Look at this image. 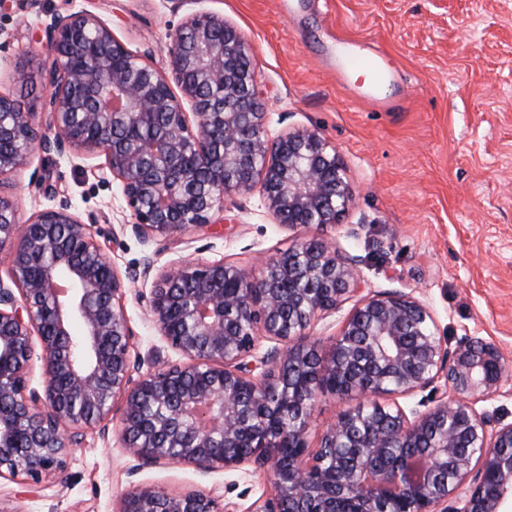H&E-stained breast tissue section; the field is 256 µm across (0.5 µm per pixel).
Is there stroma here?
<instances>
[{"label":"stroma","instance_id":"35a3bbf8","mask_svg":"<svg viewBox=\"0 0 512 512\" xmlns=\"http://www.w3.org/2000/svg\"><path fill=\"white\" fill-rule=\"evenodd\" d=\"M9 0L0 9V93L44 109L40 86L21 82L15 65L48 62L35 38L49 14L90 10L128 49L164 65L170 36L187 17L224 15L242 33L268 130L319 131L336 148L352 201L336 227L275 224L259 193L232 197L217 224L174 239L142 242L118 185L103 186L104 159L36 154L15 175L20 220L70 204L95 220L99 242L119 268L145 256L156 269L182 259L224 260L261 273L266 258L317 235L361 256L365 288L424 301L447 345L464 335L494 341L512 362V0ZM385 52L402 76L372 88L352 76L351 97L326 52L337 36ZM399 108L375 110L369 93ZM46 171L58 194L31 184ZM361 225L358 238L349 225ZM152 281L139 283L125 307L142 368L178 363L146 316ZM107 435L90 433L66 468L39 486L0 483V512H119L123 495L146 483L172 493L217 487L239 512L269 494L260 473H204L182 465L136 469L118 420Z\"/></svg>","mask_w":512,"mask_h":512}]
</instances>
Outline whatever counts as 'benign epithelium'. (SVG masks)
Segmentation results:
<instances>
[{
    "instance_id": "1",
    "label": "benign epithelium",
    "mask_w": 512,
    "mask_h": 512,
    "mask_svg": "<svg viewBox=\"0 0 512 512\" xmlns=\"http://www.w3.org/2000/svg\"><path fill=\"white\" fill-rule=\"evenodd\" d=\"M43 31L51 64L18 63L16 72L45 90L50 132L24 102L0 94V481L41 484L117 413L142 465L249 466L268 476L272 492L248 512H343L349 500L358 512H512V421L488 407L512 364L477 336L448 349L427 305L364 292L358 257L323 240L268 257L258 277L222 260L160 272L147 319L183 361L140 371L124 299L154 259L120 270L68 204L19 222L10 177L35 153L104 157L101 181L121 187L146 242L214 224L226 199L255 190L275 223L323 232L350 205V186L318 131L269 134L254 69L241 65L247 44L224 16L187 18L163 67L86 9L53 14ZM351 297L320 355L314 321ZM262 338L276 346L259 353ZM338 375L348 387L330 393L358 404L312 448V394ZM426 389L424 410L398 402ZM284 409L299 424L266 433ZM415 442L418 452L393 457ZM325 448L356 455L328 467ZM119 512L238 510L216 488L172 494L138 484Z\"/></svg>"
}]
</instances>
